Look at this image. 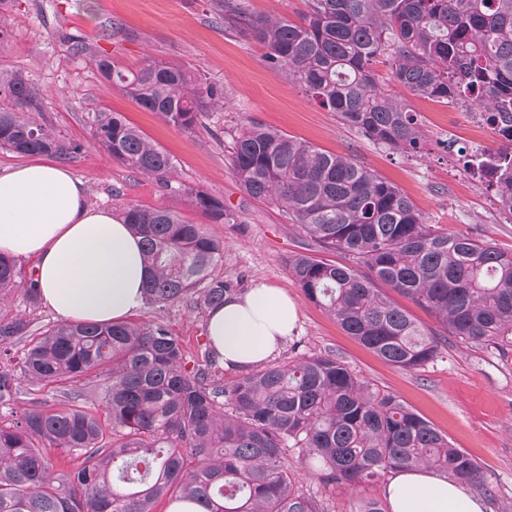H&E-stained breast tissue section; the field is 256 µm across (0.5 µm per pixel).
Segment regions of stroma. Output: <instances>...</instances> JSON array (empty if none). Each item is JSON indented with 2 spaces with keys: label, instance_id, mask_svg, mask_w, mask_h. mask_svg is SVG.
Returning a JSON list of instances; mask_svg holds the SVG:
<instances>
[{
  "label": "stroma",
  "instance_id": "stroma-1",
  "mask_svg": "<svg viewBox=\"0 0 512 512\" xmlns=\"http://www.w3.org/2000/svg\"><path fill=\"white\" fill-rule=\"evenodd\" d=\"M212 2L14 0L9 36L0 42V69L20 72L39 88L43 110L35 115L38 123L80 144L65 165L84 182L91 205L110 209L116 218L130 205L164 207L202 224L224 245L216 275L245 290L265 281L296 302L298 327L277 362L298 353L335 355L479 462L488 482L480 494L485 512H512V346L481 348L452 338L420 369L387 363L304 295L288 262L299 254L318 255V246L275 205L246 194L231 165L233 135L258 122L374 170L405 193L438 232H467L512 251V216L500 210L494 194L465 169L458 155L459 149L477 144L486 152L500 149L498 132L463 117L454 105L413 95L380 62L374 67L379 86L416 114L422 139L410 153L373 144L268 68L263 46L237 35ZM116 23L123 27L117 35L112 32ZM76 37L126 68L138 67L148 56L179 63L222 90L224 107L204 113L190 131L168 125L104 81L87 56L75 54ZM104 109L122 113L173 157L176 170L168 186L99 150L94 129ZM191 189L234 208L239 223L206 221L190 203ZM134 317L166 323L189 352L205 341V319L189 302L145 307ZM288 459L299 486L314 493L325 512H353L359 500L384 497L381 483L353 490L323 486L297 451H289Z\"/></svg>",
  "mask_w": 512,
  "mask_h": 512
}]
</instances>
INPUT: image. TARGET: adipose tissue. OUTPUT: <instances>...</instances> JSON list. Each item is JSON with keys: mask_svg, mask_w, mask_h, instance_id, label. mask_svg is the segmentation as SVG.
Segmentation results:
<instances>
[{"mask_svg": "<svg viewBox=\"0 0 512 512\" xmlns=\"http://www.w3.org/2000/svg\"><path fill=\"white\" fill-rule=\"evenodd\" d=\"M0 253L35 258L44 304L70 321L125 319L143 307L153 275L139 237L90 205L65 167L45 162L0 174ZM298 319L287 292L260 281L209 310L206 331L225 367L246 371L275 358ZM384 495L388 512H484L466 482L424 469L395 472Z\"/></svg>", "mask_w": 512, "mask_h": 512, "instance_id": "ef3b65f1", "label": "adipose tissue"}]
</instances>
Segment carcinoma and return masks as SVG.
Wrapping results in <instances>:
<instances>
[{
	"label": "carcinoma",
	"instance_id": "cac0c4a2",
	"mask_svg": "<svg viewBox=\"0 0 512 512\" xmlns=\"http://www.w3.org/2000/svg\"><path fill=\"white\" fill-rule=\"evenodd\" d=\"M224 21L266 49L274 71L323 109L392 151L418 148L415 115L384 94L373 66L419 97L479 111L510 146L478 166L492 178L500 209L512 215V0H306L298 22L253 15L246 0H216ZM102 78L166 123L193 128L224 106L223 93L182 65L145 59L136 70L72 44ZM42 111L39 89L0 71V147L65 159L79 145L28 116ZM110 159L160 183L170 155L119 112L98 113L94 131ZM232 168L244 191L269 199L318 247L343 261L298 255L289 262L305 296L385 361L406 370L435 358L444 332L475 345H512V251L466 233H439L395 185L343 155L324 152L253 123L234 138ZM192 203L216 224L239 215L198 190ZM123 223L140 236L154 275L145 305L196 298L205 313L239 293L214 274L224 245L203 225L166 208L129 206ZM27 283L0 254V301ZM430 311L431 332L381 289ZM31 322L0 318V345L23 339ZM210 343L190 356L163 322H68L29 340L20 361L0 365V512H154L156 502L189 500L203 512H325L296 485L287 452L326 485L354 489L398 470L429 468L487 486L478 462L396 397L332 354L299 355L226 383ZM94 376L92 392L52 404L35 398L15 411L20 381L38 391ZM79 461L60 470L43 448Z\"/></svg>",
	"mask_w": 512,
	"mask_h": 512
}]
</instances>
